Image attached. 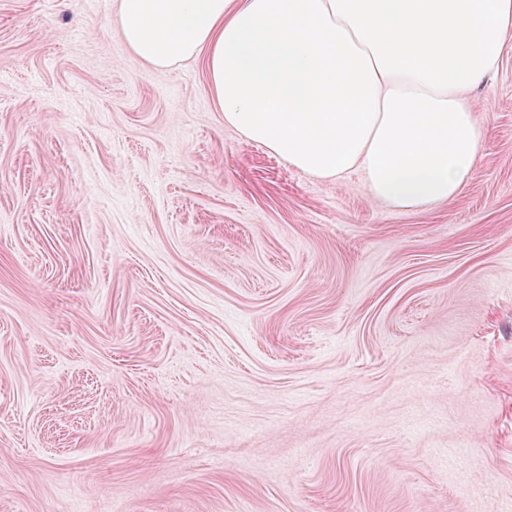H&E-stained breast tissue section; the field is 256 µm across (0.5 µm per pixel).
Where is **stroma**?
<instances>
[{
    "mask_svg": "<svg viewBox=\"0 0 512 512\" xmlns=\"http://www.w3.org/2000/svg\"><path fill=\"white\" fill-rule=\"evenodd\" d=\"M119 0H0V512H512V39L400 209L225 126Z\"/></svg>",
    "mask_w": 512,
    "mask_h": 512,
    "instance_id": "stroma-1",
    "label": "stroma"
}]
</instances>
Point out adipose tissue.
I'll return each instance as SVG.
<instances>
[{"mask_svg":"<svg viewBox=\"0 0 512 512\" xmlns=\"http://www.w3.org/2000/svg\"><path fill=\"white\" fill-rule=\"evenodd\" d=\"M118 25L154 66L204 59L246 140L413 209L476 174L491 115L468 93L501 63L512 0H120Z\"/></svg>","mask_w":512,"mask_h":512,"instance_id":"ef3b65f1","label":"adipose tissue"}]
</instances>
